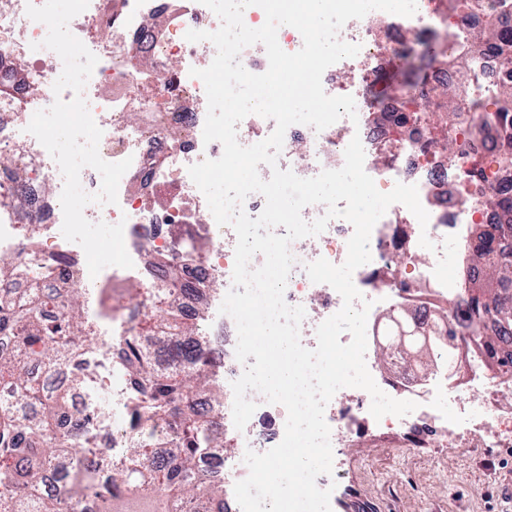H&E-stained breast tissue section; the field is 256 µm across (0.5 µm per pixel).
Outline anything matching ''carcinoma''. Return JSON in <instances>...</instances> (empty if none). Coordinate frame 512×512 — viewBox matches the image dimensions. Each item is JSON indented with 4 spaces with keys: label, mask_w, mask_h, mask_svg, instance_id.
I'll return each mask as SVG.
<instances>
[{
    "label": "carcinoma",
    "mask_w": 512,
    "mask_h": 512,
    "mask_svg": "<svg viewBox=\"0 0 512 512\" xmlns=\"http://www.w3.org/2000/svg\"><path fill=\"white\" fill-rule=\"evenodd\" d=\"M468 41L487 51H512V19L491 17L471 31ZM411 110L396 123L414 117L448 124L441 142L454 156L460 146L456 133L472 137L484 134L486 117L470 111L450 87L431 97L413 96ZM491 106L497 111V146L502 161L512 160V85L500 88ZM486 203L501 211L504 222L469 247L471 272L462 288L471 297L468 322L478 336L512 330V253L503 242L512 239V187H504ZM26 264L0 256V281L23 279ZM155 312L133 328L124 339L125 358L119 363L128 380V398L135 411L138 438L123 461L105 472L83 458L80 443L63 430L62 418L68 393L44 396L39 411L21 415L17 406L42 392V376L70 367L80 381L96 337L93 321L112 316V307L91 311L82 294L48 291L35 284L22 296L0 291V335H12L15 327L24 334L14 348L0 355V387L11 401L0 402V512H57L58 500L71 497L80 509L89 498H104L109 512H179L186 499L199 502L201 512H224V488L200 476L210 449L221 447L210 432L211 414L197 408L191 395L206 390L221 403L207 373L195 367L200 355L193 346L199 324L186 323L175 305L173 289H153ZM432 356L435 361L454 360L457 340L450 314L433 315ZM174 422L167 438L174 443L169 462L152 460L154 449L165 445L159 436L160 421Z\"/></svg>",
    "instance_id": "carcinoma-1"
}]
</instances>
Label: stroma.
Instances as JSON below:
<instances>
[{
	"instance_id": "obj_1",
	"label": "stroma",
	"mask_w": 512,
	"mask_h": 512,
	"mask_svg": "<svg viewBox=\"0 0 512 512\" xmlns=\"http://www.w3.org/2000/svg\"><path fill=\"white\" fill-rule=\"evenodd\" d=\"M511 448L411 447L398 427L345 438L336 455L332 512H512Z\"/></svg>"
}]
</instances>
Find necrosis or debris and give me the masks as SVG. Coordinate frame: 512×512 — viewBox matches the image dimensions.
<instances>
[{
  "label": "necrosis or debris",
  "instance_id": "obj_1",
  "mask_svg": "<svg viewBox=\"0 0 512 512\" xmlns=\"http://www.w3.org/2000/svg\"><path fill=\"white\" fill-rule=\"evenodd\" d=\"M30 2L39 5L43 0H0V82L7 86L0 93V254L26 257L32 276L47 288L64 287L84 294L111 282H135L137 297L125 299L112 315L113 327L125 334L151 313L152 291L165 282V256L180 255L184 286L177 303L184 320H196L203 306L214 309L212 334L225 401L212 430L233 435L235 465L209 463L207 477L214 484L235 485L249 474L243 462L246 450L263 453L282 440L287 412L251 391L247 397L257 409L245 429L233 432L228 427L233 420L232 384L245 366L235 355V322L218 309L232 287L237 237L231 226L216 223L188 173L192 164L219 158L223 147L203 141L205 87L190 74L191 69L207 68L216 48L208 41L185 38L190 30L216 31L222 22L199 0H90L88 8L70 21V32L98 58L84 96L103 131L99 154L108 162L132 161L120 180L117 204H88L84 216L93 223H123L125 246L134 266H109L93 277L81 246L66 240L60 230L64 186L60 168L26 131L34 113L49 108L58 97L53 85L63 70L61 58L42 46L46 26L26 14ZM439 20L447 37L454 39L472 26L469 19L458 15L439 19L436 0H417V12L411 17L374 10L368 20L347 22L339 37L359 45L360 51L328 67L322 85L328 95L353 97L357 126H350L344 118L320 132L307 125H292L277 160V168L311 178L324 170L340 169L345 148L357 136L365 151V171L378 190L391 191L399 182L417 186L429 214L427 226H420L404 205H391L373 228L371 260L355 270L354 284L362 292L388 289L392 305L408 309L418 322L430 319L435 306L447 303L460 339V355L470 367L465 382L444 374L429 389L421 387L413 372L396 368L379 387L394 399L416 402V410L404 422L394 415L374 419L367 391L340 389L325 408L335 446L345 435L401 423L421 442L439 432L457 439L472 426L468 414L472 407L482 409L489 421L486 436L496 441L502 437L492 423L504 410L499 396L505 388L501 378L485 372L482 361L491 353L512 354V336H497L492 347H485L462 320L468 295L452 289L451 283L460 263L458 249L465 246L470 228L496 222L497 214L485 198L493 189L512 182V169L499 170L485 139H461L464 160L458 163L442 153V133L428 122L419 120L398 129L373 119L377 112L408 108L404 94L375 95V75L386 63L375 24H382L390 42L400 46L411 34L428 32ZM16 62L25 66V79L20 83L10 80V67ZM424 79L426 91L452 86L462 98L485 102L500 85L512 80V56L463 52L457 65L429 64ZM273 168L263 164L259 172L266 177ZM353 232L350 222L335 218L319 235L291 245L296 262L285 300L306 312L299 328L305 348L316 347L318 325L343 305L330 285L311 282L305 266L320 258L343 264ZM424 235L434 245L426 261L419 258V239ZM65 255L75 260L68 277L42 276L45 264ZM405 264L412 268L410 276L397 278L398 268ZM108 392L110 415L94 416L96 400L83 391L73 399L64 426L66 433L78 435L88 448L89 459L106 470L123 458L133 419L123 375H113Z\"/></svg>",
  "mask_w": 512,
  "mask_h": 512
}]
</instances>
